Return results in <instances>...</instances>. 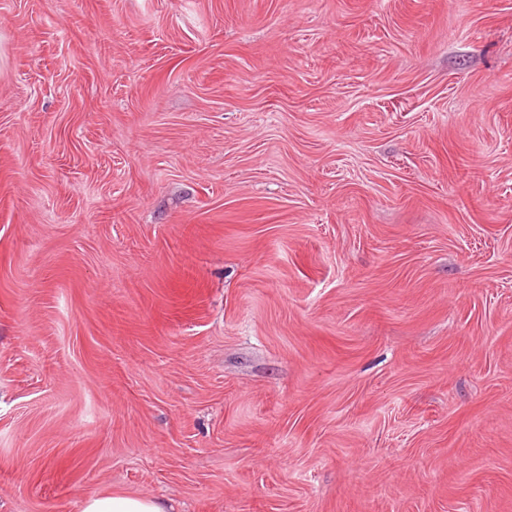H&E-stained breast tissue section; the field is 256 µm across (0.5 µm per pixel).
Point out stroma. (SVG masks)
Wrapping results in <instances>:
<instances>
[{
	"mask_svg": "<svg viewBox=\"0 0 512 512\" xmlns=\"http://www.w3.org/2000/svg\"><path fill=\"white\" fill-rule=\"evenodd\" d=\"M512 512V0H0V512ZM83 512H167L159 500L138 495H101L88 499Z\"/></svg>",
	"mask_w": 512,
	"mask_h": 512,
	"instance_id": "obj_1",
	"label": "stroma"
}]
</instances>
